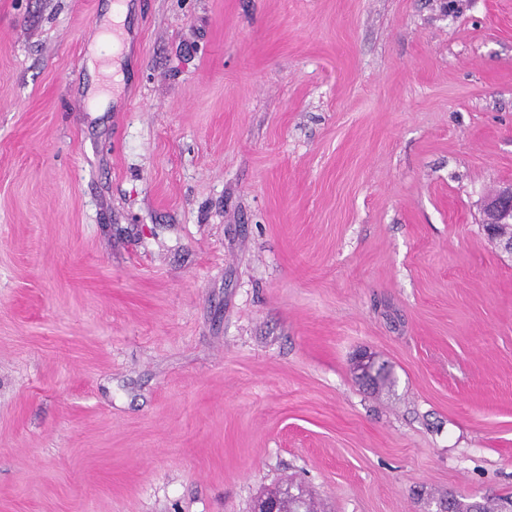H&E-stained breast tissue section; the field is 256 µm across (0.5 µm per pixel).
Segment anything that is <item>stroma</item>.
Segmentation results:
<instances>
[{"label": "stroma", "mask_w": 512, "mask_h": 512, "mask_svg": "<svg viewBox=\"0 0 512 512\" xmlns=\"http://www.w3.org/2000/svg\"><path fill=\"white\" fill-rule=\"evenodd\" d=\"M109 5L0 0V512L512 498V0ZM480 224L489 236L495 235L497 227L512 224V183L499 186L483 202ZM260 496L280 502L283 512H321L317 511L310 498H307L301 485L293 480L281 482L265 489ZM269 499H260L254 512H278V505Z\"/></svg>", "instance_id": "35a3bbf8"}]
</instances>
